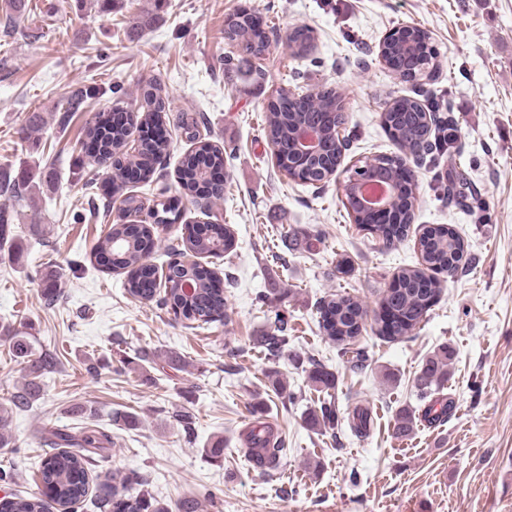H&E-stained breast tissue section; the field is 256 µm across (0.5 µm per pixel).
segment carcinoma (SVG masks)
<instances>
[{
  "label": "carcinoma",
  "mask_w": 512,
  "mask_h": 512,
  "mask_svg": "<svg viewBox=\"0 0 512 512\" xmlns=\"http://www.w3.org/2000/svg\"><path fill=\"white\" fill-rule=\"evenodd\" d=\"M229 40L236 42L239 50L249 56H260L270 46L267 24L249 9L242 8L230 19L226 29ZM437 52L427 31L412 27L398 29L384 42V61L395 65L402 78L415 81L422 69L434 65ZM99 87H86L75 91L68 98L60 122L68 119L69 113L76 112L82 104L97 94ZM145 108L136 116L138 124L161 123L168 107L167 99L158 88L149 86L144 91ZM382 122L393 143L399 150L416 158H423L441 152L445 144L453 143V119L433 118L431 112L418 101L410 98L399 100L395 106L383 113ZM345 124V116L339 98L332 92L316 97H283L266 116L265 134L272 143L282 147L278 155V166L295 181L306 185L325 182L336 172L342 150L348 143L341 140L338 128ZM302 126L317 129L321 134L322 153L302 163L293 158L295 133ZM130 134V127L112 124L102 116L95 115L87 123L86 136L99 144L94 154L95 164L112 171V185L121 189L126 181L125 171L140 165L138 158L162 157L166 151L163 137L145 140L139 145L136 155L122 151ZM402 156L381 155L373 159L374 168L391 181L394 189L393 205L386 224H368L365 215L356 210L351 214L355 224L368 231L374 239L386 244L402 241L414 220L416 184L408 171L401 167ZM224 169V149L209 141H200L194 150L182 161L178 180L185 195L198 191L211 170ZM33 171L19 167L16 175L0 172V193L20 202L26 200L34 188ZM470 181L465 173H448V204L460 205L467 198L466 190ZM181 200L172 199L161 203V211L154 215L155 224H113L108 232L99 238L97 255L106 257L108 264L127 272L126 288L133 297L150 300L159 283L157 268L147 262L150 250L155 246V226L173 224L180 215ZM419 249L425 269L405 268L394 278L380 301L378 321L380 337L395 340L411 333L435 304L439 294L437 281L426 274L455 275L465 269L462 264L464 242L449 227L437 225L427 228L419 238ZM173 252L181 249L195 254L222 257L233 248V238L227 228L218 227L211 233L188 230L182 243L170 241ZM189 281L195 288L191 296L181 294L184 282ZM165 296L162 304L170 307L175 317L197 322L203 326L221 324L226 319L224 311V289L219 287L215 273L199 263H169L164 281ZM321 328L328 338L336 342L343 354H352L351 362L363 361L362 352L350 351L347 345L355 340L361 329L357 318L363 316L360 303L351 297L338 295L322 302L320 307ZM276 332L257 338V344L270 357H277L288 345V326L283 317L277 318ZM13 357L25 364L29 380L24 393L13 401L14 405H26L37 396L39 379L51 369L53 360L43 354H36L25 336H5ZM450 354L447 350L429 357L421 368L418 384L422 397L426 398L444 388L448 382ZM310 382L319 390L326 391L335 384V376L318 363H310ZM338 416L335 403L330 399L320 401L317 410L307 417L313 428L336 427ZM370 412L367 407H355L351 430L357 435L367 433ZM51 444L57 452L40 462L38 468L42 493L28 497H4L0 499V512H46V501L57 505L58 512H73L88 495L90 472L98 463L110 456L112 435L100 429L83 427L78 432L67 428L51 431ZM283 451V443L264 424L257 423L247 434L245 454L259 464L267 457L276 460ZM95 497L98 508L104 512H199V502L193 497H183L169 504L152 496L138 494L126 496L108 481L96 484Z\"/></svg>",
  "instance_id": "1"
}]
</instances>
